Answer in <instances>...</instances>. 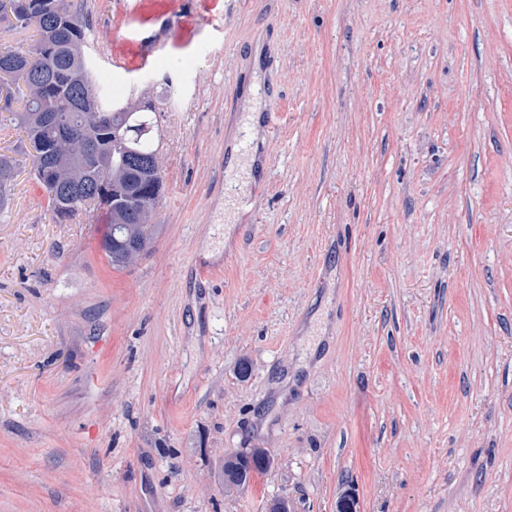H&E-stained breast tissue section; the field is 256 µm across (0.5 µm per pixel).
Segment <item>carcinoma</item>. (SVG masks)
<instances>
[{"label": "carcinoma", "mask_w": 512, "mask_h": 512, "mask_svg": "<svg viewBox=\"0 0 512 512\" xmlns=\"http://www.w3.org/2000/svg\"><path fill=\"white\" fill-rule=\"evenodd\" d=\"M83 0H0V21L14 28L33 26L37 40L26 54L0 52V101L21 103L17 120L37 158L52 137L48 117L63 104L71 135L93 145L89 158L55 153L33 174L48 196L54 214L72 217L92 203L104 217L100 245L116 270L136 266L150 250L156 232L153 217L165 189L159 150L153 147L155 112L141 101L114 105L103 101L89 65L74 61L73 41L86 42L88 25ZM17 162L0 157V184L12 185ZM89 186L65 192L60 177ZM261 450L240 451L224 458V482L247 483L270 468Z\"/></svg>", "instance_id": "obj_1"}]
</instances>
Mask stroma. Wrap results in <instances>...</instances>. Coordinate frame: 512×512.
<instances>
[{
	"mask_svg": "<svg viewBox=\"0 0 512 512\" xmlns=\"http://www.w3.org/2000/svg\"><path fill=\"white\" fill-rule=\"evenodd\" d=\"M84 3L159 231L113 270L0 112V512H512V0ZM271 462L269 457L259 449L240 451L224 458V482L234 486L247 483L254 473L267 472Z\"/></svg>",
	"mask_w": 512,
	"mask_h": 512,
	"instance_id": "obj_1",
	"label": "stroma"
}]
</instances>
